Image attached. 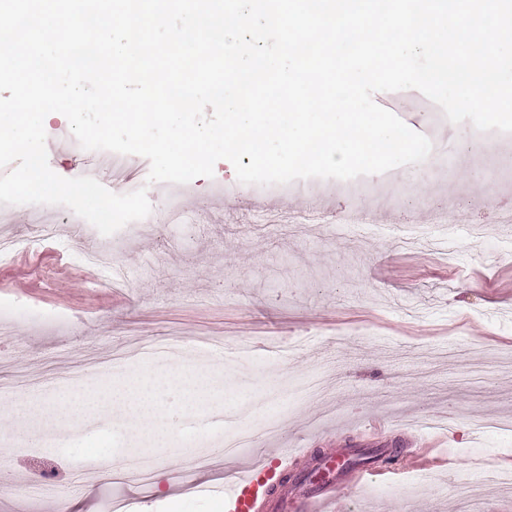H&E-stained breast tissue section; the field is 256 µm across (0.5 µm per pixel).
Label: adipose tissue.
Segmentation results:
<instances>
[{
  "instance_id": "adipose-tissue-1",
  "label": "adipose tissue",
  "mask_w": 512,
  "mask_h": 512,
  "mask_svg": "<svg viewBox=\"0 0 512 512\" xmlns=\"http://www.w3.org/2000/svg\"><path fill=\"white\" fill-rule=\"evenodd\" d=\"M161 381L143 371L123 385L99 393L83 392L74 396L61 410L52 411L54 421L81 411L102 410L121 413L125 422L136 432L142 451L157 452L165 439V432L156 418L155 393Z\"/></svg>"
}]
</instances>
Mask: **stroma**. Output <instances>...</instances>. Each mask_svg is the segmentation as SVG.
<instances>
[{"label":"stroma","mask_w":512,"mask_h":512,"mask_svg":"<svg viewBox=\"0 0 512 512\" xmlns=\"http://www.w3.org/2000/svg\"><path fill=\"white\" fill-rule=\"evenodd\" d=\"M66 118L45 125L50 168L82 174L75 149L59 136ZM478 132L445 123L452 164L391 171L393 191L366 176L352 198L336 179H305L298 189L245 185L216 163L193 180L182 223L148 184L136 157L128 180L148 189L151 224L102 236L84 219L59 225L0 260V512H225L229 470L270 448L377 451L393 458L385 480L342 487L339 512H512V485L485 483L479 500L463 483L487 470H512V433H477L478 417L512 421V165H474ZM429 183L432 205H414V185ZM373 212L367 228L345 223L356 205ZM326 214L323 224L273 221L282 206ZM100 250L124 268L109 285L76 254ZM225 343L251 344L225 358ZM449 344L470 347L462 361ZM124 355L104 373L102 361ZM159 375L211 372L224 385L205 409L166 386L156 410L169 428L158 453L132 450L130 428L105 413L43 423L53 441L28 435L17 401L100 391L141 369ZM320 377L322 391L294 398ZM429 460L431 482L405 466L403 449ZM145 469L148 482L132 478Z\"/></svg>","instance_id":"1"}]
</instances>
